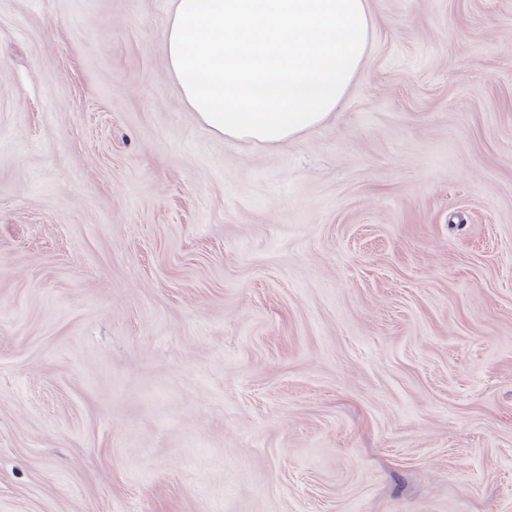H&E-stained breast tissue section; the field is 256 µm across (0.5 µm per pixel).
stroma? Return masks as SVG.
I'll use <instances>...</instances> for the list:
<instances>
[{"label":"stroma","instance_id":"35a3bbf8","mask_svg":"<svg viewBox=\"0 0 512 512\" xmlns=\"http://www.w3.org/2000/svg\"><path fill=\"white\" fill-rule=\"evenodd\" d=\"M171 4L0 0V512H512V0H366L274 146Z\"/></svg>","mask_w":512,"mask_h":512}]
</instances>
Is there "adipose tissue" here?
I'll use <instances>...</instances> for the list:
<instances>
[{"instance_id":"ef3b65f1","label":"adipose tissue","mask_w":512,"mask_h":512,"mask_svg":"<svg viewBox=\"0 0 512 512\" xmlns=\"http://www.w3.org/2000/svg\"><path fill=\"white\" fill-rule=\"evenodd\" d=\"M369 31L365 0H174L165 56L211 130L273 145L336 111Z\"/></svg>"}]
</instances>
